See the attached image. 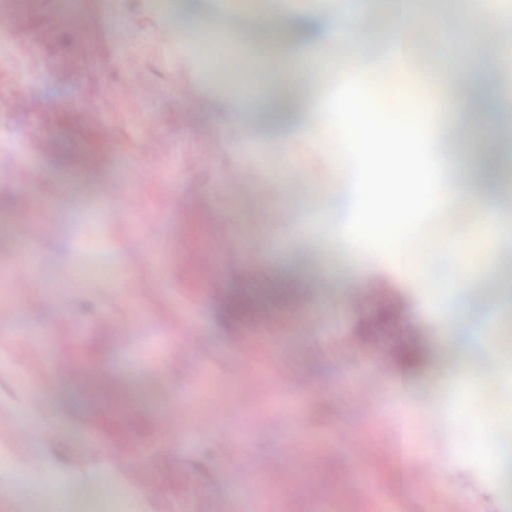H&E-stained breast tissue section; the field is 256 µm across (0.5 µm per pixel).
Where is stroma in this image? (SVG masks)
Wrapping results in <instances>:
<instances>
[{"instance_id": "1", "label": "stroma", "mask_w": 512, "mask_h": 512, "mask_svg": "<svg viewBox=\"0 0 512 512\" xmlns=\"http://www.w3.org/2000/svg\"><path fill=\"white\" fill-rule=\"evenodd\" d=\"M372 2L365 50L328 69L359 72L362 94L392 108L396 88L372 77L400 0ZM1 17L18 19L25 52L0 66V481L17 470L8 448L45 479L0 495V512L116 470L143 512H512L484 463L450 462L474 440L455 405L473 377L440 299L402 280L382 243L336 236L341 201L319 192L359 177L355 156L312 140L284 154L258 113L242 150L233 78L216 86L180 38L161 41L178 25L162 0H0ZM486 38L493 89L512 97V41ZM412 55L415 93L465 96L483 126L482 94L456 84L434 37ZM19 235L47 281L15 258ZM491 244L472 223L418 233L415 251L453 266L461 246L480 279ZM402 375L422 449L406 471L389 400ZM61 407L56 427L18 426ZM242 456L258 465L248 491L227 469Z\"/></svg>"}]
</instances>
